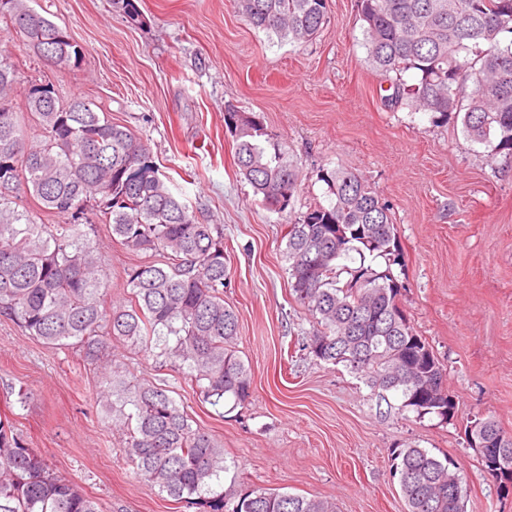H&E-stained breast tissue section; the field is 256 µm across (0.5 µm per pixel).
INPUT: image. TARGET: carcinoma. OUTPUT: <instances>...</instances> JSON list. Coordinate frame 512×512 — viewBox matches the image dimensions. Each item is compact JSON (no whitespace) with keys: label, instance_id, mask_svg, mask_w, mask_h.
<instances>
[{"label":"carcinoma","instance_id":"carcinoma-1","mask_svg":"<svg viewBox=\"0 0 512 512\" xmlns=\"http://www.w3.org/2000/svg\"><path fill=\"white\" fill-rule=\"evenodd\" d=\"M32 0H0V22L48 62L79 66L84 51L38 13ZM254 27L294 44L328 22V0H236ZM371 68L389 82L392 110L427 112L437 124L461 122L466 139L491 156L512 158V0H357ZM18 67L0 49V316L56 349L85 360L109 355L112 341L143 346L159 368L180 376L222 417L252 393L249 367L237 354L236 312L224 305V225L204 224L170 189L145 145L92 100L64 103L48 84H33L26 109L36 139L13 111ZM224 124L239 175L269 211L293 207L301 171L287 146L256 112L228 102ZM330 193L286 224L283 257L292 295L315 319L303 349L342 363L371 387L422 418L448 417L446 370L400 306L405 286L394 273L402 253L390 205L356 173L321 168ZM63 218L38 224L17 203L20 193ZM110 239L152 257L124 270L129 303L107 297L95 220ZM381 258L375 268L367 257ZM340 260L359 261L342 267ZM347 274L341 279V274ZM95 404L125 435L127 460L160 493L194 512H334L329 501L246 486L224 491V446L152 380L118 365L100 367ZM474 425L504 442L511 470L512 433L488 418ZM406 512H464L458 467L424 448L391 451ZM0 512H102L98 501L51 471L0 415Z\"/></svg>","mask_w":512,"mask_h":512}]
</instances>
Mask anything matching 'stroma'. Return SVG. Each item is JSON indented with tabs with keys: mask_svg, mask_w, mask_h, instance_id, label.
<instances>
[{
	"mask_svg": "<svg viewBox=\"0 0 512 512\" xmlns=\"http://www.w3.org/2000/svg\"><path fill=\"white\" fill-rule=\"evenodd\" d=\"M134 25L112 0H33L85 49L80 67L45 62L0 24V48L20 64L13 107L49 83L61 101L91 99L148 148L171 190L206 224L224 227V301L239 318L249 402L225 417L189 384L156 368L141 347L113 342L130 376L170 387L224 447L225 490L246 484L333 502L336 512H404L389 451L415 445L460 466L465 512H512L481 469L464 430L491 418L512 432V165L468 141L456 121L390 111L366 59L355 0H328L329 22L309 44L271 37L234 0H136ZM260 113L297 159L293 210L328 205L320 168L359 173L391 208L406 284L400 304L447 370L451 421L417 418L344 364L299 350L314 324L298 306L282 251L286 217L264 209L237 174L224 104ZM103 246L112 299L126 301L125 269L143 254ZM93 364L26 336L0 316V414L57 475L103 512H187L138 474L124 437L98 418ZM23 389L26 404L10 399Z\"/></svg>",
	"mask_w": 512,
	"mask_h": 512,
	"instance_id": "stroma-1",
	"label": "stroma"
}]
</instances>
